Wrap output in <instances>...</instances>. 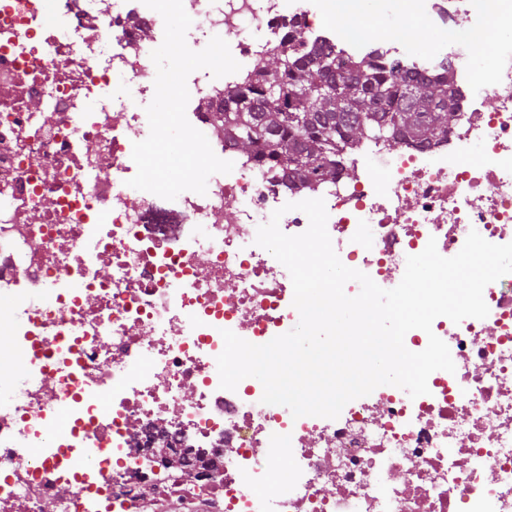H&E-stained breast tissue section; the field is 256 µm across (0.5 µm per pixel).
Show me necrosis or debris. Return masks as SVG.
Returning <instances> with one entry per match:
<instances>
[{
    "label": "necrosis or debris",
    "instance_id": "1",
    "mask_svg": "<svg viewBox=\"0 0 512 512\" xmlns=\"http://www.w3.org/2000/svg\"><path fill=\"white\" fill-rule=\"evenodd\" d=\"M432 19L388 60L448 64L463 117L442 141L387 152L368 139L335 182L292 189L239 155L210 121L233 76L190 74L189 122L232 172L175 200L129 186L149 135L130 99H153L164 37L142 0H0V512H141L145 492L222 512H512V274L487 285L486 318L409 331L449 347L428 394L392 385L338 418H293L253 377L221 388L222 330L262 345L300 319L283 265L255 243L284 204L321 198L342 263L396 287L436 240L512 242V0H420ZM186 40L231 37L241 67L305 32L346 56L373 46L351 14L394 20L393 0H183ZM454 21L493 32L482 95ZM109 172L110 183L100 180ZM284 211V209H283ZM281 230L308 227L284 211Z\"/></svg>",
    "mask_w": 512,
    "mask_h": 512
}]
</instances>
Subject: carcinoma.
Returning a JSON list of instances; mask_svg holds the SVG:
<instances>
[{
    "instance_id": "cac0c4a2",
    "label": "carcinoma",
    "mask_w": 512,
    "mask_h": 512,
    "mask_svg": "<svg viewBox=\"0 0 512 512\" xmlns=\"http://www.w3.org/2000/svg\"><path fill=\"white\" fill-rule=\"evenodd\" d=\"M459 117L454 74L400 71L375 52L345 60L293 33L224 97L213 124L242 153L303 186L333 180L340 153L368 138L436 142Z\"/></svg>"
}]
</instances>
